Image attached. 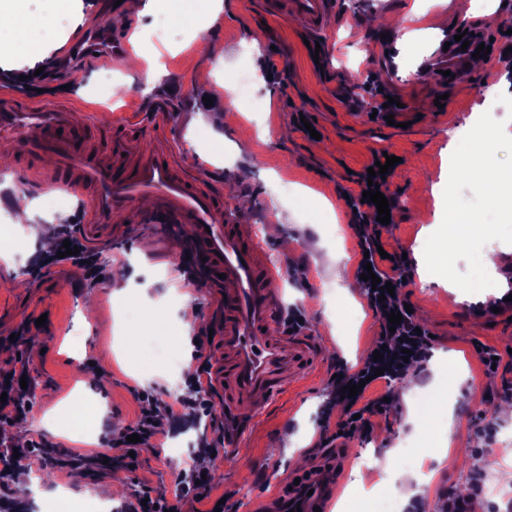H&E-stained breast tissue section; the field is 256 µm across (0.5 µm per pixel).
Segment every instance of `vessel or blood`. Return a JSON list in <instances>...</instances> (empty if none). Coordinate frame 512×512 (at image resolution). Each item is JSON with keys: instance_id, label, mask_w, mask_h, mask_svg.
Returning a JSON list of instances; mask_svg holds the SVG:
<instances>
[{"instance_id": "b4317fda", "label": "vessel or blood", "mask_w": 512, "mask_h": 512, "mask_svg": "<svg viewBox=\"0 0 512 512\" xmlns=\"http://www.w3.org/2000/svg\"><path fill=\"white\" fill-rule=\"evenodd\" d=\"M269 3L286 4L313 31L319 30L333 7L332 0ZM469 55L459 42H452L448 50L436 53L431 68L464 78ZM0 137L25 141L29 163L44 155L55 158L53 169L33 173L30 185L35 190L68 185L87 195L89 244L110 240L117 213L136 224L187 225L188 247L196 259L193 271L219 278L224 289L222 355L211 377L224 391L231 434L245 427L238 418L241 405L260 410L284 386L310 373L314 362L310 340L280 328L279 305L270 286L277 272L266 260L264 243L236 234L223 193L206 176L190 174L175 150L146 146L129 128L120 126L106 129L107 145L99 147L88 135L84 113L73 103L31 98L0 100ZM143 197L152 201L146 215L134 209Z\"/></svg>"}]
</instances>
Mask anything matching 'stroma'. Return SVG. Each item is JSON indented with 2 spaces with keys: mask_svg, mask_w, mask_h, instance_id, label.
Returning a JSON list of instances; mask_svg holds the SVG:
<instances>
[{
  "mask_svg": "<svg viewBox=\"0 0 512 512\" xmlns=\"http://www.w3.org/2000/svg\"><path fill=\"white\" fill-rule=\"evenodd\" d=\"M496 2L472 0L466 15L457 0H334L331 22L314 48L306 46L307 31L296 16L273 12L265 0H223L216 16L206 0H152L147 13L126 20L133 28L127 55L139 60L132 71L77 52L83 34L111 30L105 0H67L61 9L54 0H8V8L38 24L0 35V97L19 94L11 77L21 73L31 77L32 89L74 102L103 126L132 123L148 97L165 100L168 123L139 127L138 136L149 145L169 143L187 167L221 176L232 222L240 220V199H249L252 235L263 240L268 262L285 269L279 301L304 309L305 334L317 349L310 378L284 388L261 414L240 408L252 425L210 458L207 500L176 498L184 460L202 454V429L191 419H182L156 451L101 462L105 439L140 416L138 390L153 388L159 401L170 403L184 386L182 365L193 359L194 343L182 338L181 251L147 227L119 223L114 243L100 251L105 269L119 264L127 270L120 282L130 299L125 307L113 303L111 289L82 279L70 265L42 266L44 253L32 239L19 246L13 240L11 197L25 175L23 152L0 149V244L24 253L20 262L0 260V372L12 373L16 357L27 359L34 402L21 424L12 422L10 409H0V441L18 446L29 471L45 479L35 512H56L59 486L82 512H92L116 475L123 488L115 500L122 506L146 492L178 503L180 512H208L229 492L237 512H270L294 478L308 476L315 486L326 468L339 487L329 512H376L377 492L399 507L409 490L397 475L416 459L433 475L431 490L421 495L427 512H439L443 492L469 494L477 474L488 500L506 512L512 491L473 448L477 426L496 422L489 448L502 464H512V419L494 416L496 390L512 381V309L490 313L481 290L460 299L445 288L440 272L426 269L428 231L446 222L445 200H464L473 209L482 196L479 184L452 176L451 137L474 131L491 137L500 166L512 168V34L500 23ZM474 25L494 38L487 61L470 67L464 82L439 80L428 65L432 55ZM202 28L211 42L197 38ZM156 71L160 81L143 96ZM371 83L404 104L396 125L369 118L365 88ZM343 89L358 95L357 109L340 99ZM206 90L222 110L200 125L194 109ZM301 111L318 138L301 131ZM382 151L401 159L391 179L400 191L394 222L383 239L407 253L411 279L404 293L434 348L424 370L370 388L374 395L405 390L406 398L395 401L401 419L377 418L370 439L347 440L335 460H312L308 446L332 363L340 358L360 368L380 333L381 319L356 279L360 250L342 193L357 192L358 173ZM33 197L31 227L54 232L61 220L86 217L80 193L55 188ZM279 212L285 222L276 221ZM502 244L496 235L470 241L456 253L453 277L474 285L479 254ZM147 308L163 309L164 331L142 328ZM34 335L41 341L38 353L29 347ZM484 349L502 354L497 373H486ZM440 387L448 390L454 446L420 414L421 400ZM80 393L107 406L106 415H83L94 433L89 447L60 422Z\"/></svg>",
  "mask_w": 512,
  "mask_h": 512,
  "instance_id": "35a3bbf8",
  "label": "stroma"
}]
</instances>
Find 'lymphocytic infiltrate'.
I'll return each mask as SVG.
<instances>
[{"mask_svg": "<svg viewBox=\"0 0 512 512\" xmlns=\"http://www.w3.org/2000/svg\"><path fill=\"white\" fill-rule=\"evenodd\" d=\"M353 210L351 228L358 239L361 250L367 251L372 270L381 281L391 282L396 289L395 296L380 298L378 291L373 290L371 282H364L363 288L369 307L380 316L398 312L402 315L400 325L396 329H382L378 338L382 344V357L378 360L365 359L357 370H350L346 365H337V378L331 386L330 398L322 403L317 412V440L313 441L309 453L313 457L327 460L336 456L339 439H350L354 435H369L372 430L371 419L379 411H390V404L383 397L366 398L364 393L353 397H343L341 389L345 386L358 384L360 379L373 376L375 371H382L385 381H393L406 377L409 368L423 367L431 356L432 339L428 331L420 330L419 322L414 314L405 310V299L401 293L403 282L399 276L405 262L401 255L390 254L389 258H381L378 247L382 243L383 224L378 222L377 207L374 203L361 201L360 197L352 196L346 201ZM411 349V356H404V349ZM215 389L210 376L209 362H202L196 374L187 380V389L176 403H161L155 399L151 391L138 393L137 399L142 405L139 420L129 426L127 433L112 436L107 445L133 451L132 443L127 442V434L140 436L142 446H150L152 439L162 434L165 426L177 423L183 412H191L200 417H211Z\"/></svg>", "mask_w": 512, "mask_h": 512, "instance_id": "obj_1", "label": "lymphocytic infiltrate"}]
</instances>
